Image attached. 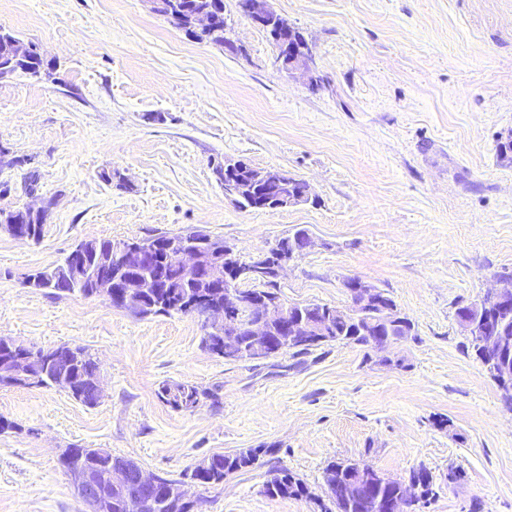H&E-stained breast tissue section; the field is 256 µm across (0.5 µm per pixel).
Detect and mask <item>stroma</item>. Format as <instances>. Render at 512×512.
Listing matches in <instances>:
<instances>
[{"instance_id":"1","label":"stroma","mask_w":512,"mask_h":512,"mask_svg":"<svg viewBox=\"0 0 512 512\" xmlns=\"http://www.w3.org/2000/svg\"><path fill=\"white\" fill-rule=\"evenodd\" d=\"M312 46L318 87L274 62L270 38L224 0L233 49L195 40L149 0H0V27L54 75L0 80V206L50 201L40 241L0 228V336L62 344L99 364L88 407L59 387L0 388V512H84L60 449L106 448L182 479L203 458L260 449L251 468L193 487L199 512H319L323 470L362 460L434 476L425 512H512V406L467 354L456 317L512 276V0H269ZM245 160L306 181L310 202L274 212L224 196L216 165ZM119 170L121 190L103 172ZM200 227L248 259L304 228L289 303L344 307L349 277L385 291L415 334L382 355L324 345L227 361L191 315L148 318L103 297L25 284L81 241ZM208 391L192 412L163 382ZM288 469L307 496L269 497ZM458 471L449 480V471Z\"/></svg>"}]
</instances>
